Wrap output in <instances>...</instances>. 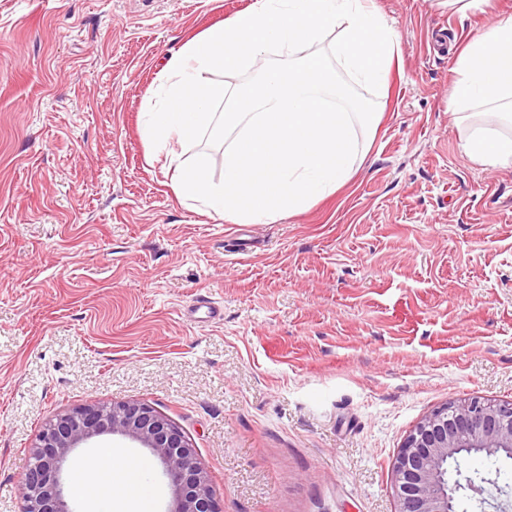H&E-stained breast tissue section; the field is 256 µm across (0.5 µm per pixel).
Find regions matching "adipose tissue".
Segmentation results:
<instances>
[{
    "instance_id": "ef3b65f1",
    "label": "adipose tissue",
    "mask_w": 512,
    "mask_h": 512,
    "mask_svg": "<svg viewBox=\"0 0 512 512\" xmlns=\"http://www.w3.org/2000/svg\"><path fill=\"white\" fill-rule=\"evenodd\" d=\"M437 4L443 8L456 4L461 11L491 18L458 56V78L448 99L452 120L463 123L470 109L483 106L497 124L512 125V16H495V0H437ZM463 150L484 166H512V139L501 136L495 126H476ZM145 467L144 459L103 446L76 460L75 490L93 504L109 501L113 512H154V492L143 480Z\"/></svg>"
}]
</instances>
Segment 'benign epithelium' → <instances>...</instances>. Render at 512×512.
I'll use <instances>...</instances> for the list:
<instances>
[{
  "label": "benign epithelium",
  "mask_w": 512,
  "mask_h": 512,
  "mask_svg": "<svg viewBox=\"0 0 512 512\" xmlns=\"http://www.w3.org/2000/svg\"><path fill=\"white\" fill-rule=\"evenodd\" d=\"M115 435L147 448L173 490L168 512H220L209 475L185 432L150 404L95 400L48 419L23 477L24 512H76L62 486L71 454ZM512 457V403L477 397L447 403L425 416L406 438L393 464L398 512H454L458 486L448 466L471 454Z\"/></svg>",
  "instance_id": "1"
}]
</instances>
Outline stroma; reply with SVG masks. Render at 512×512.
I'll use <instances>...</instances> for the list:
<instances>
[{
	"instance_id": "stroma-1",
	"label": "stroma",
	"mask_w": 512,
	"mask_h": 512,
	"mask_svg": "<svg viewBox=\"0 0 512 512\" xmlns=\"http://www.w3.org/2000/svg\"><path fill=\"white\" fill-rule=\"evenodd\" d=\"M251 0H0V512L53 413L141 400L221 512H398L392 463L450 402H512V168L448 113L488 24L374 0L401 63L353 178L233 224L180 200L140 123L159 71ZM210 299L221 319L190 316ZM512 499V459L462 460Z\"/></svg>"
}]
</instances>
